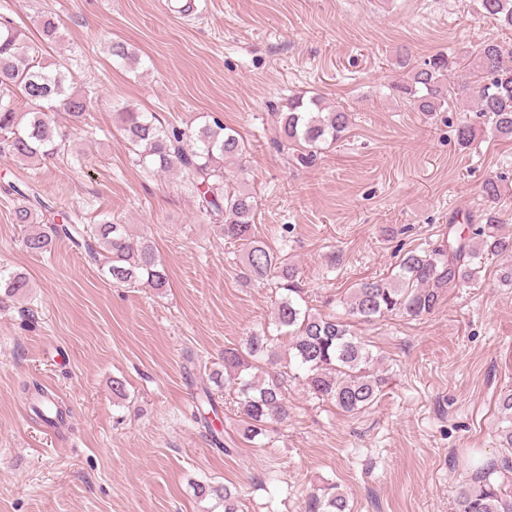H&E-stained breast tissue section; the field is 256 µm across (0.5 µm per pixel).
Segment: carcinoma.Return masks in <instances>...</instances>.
I'll list each match as a JSON object with an SVG mask.
<instances>
[{"label": "carcinoma", "mask_w": 512, "mask_h": 512, "mask_svg": "<svg viewBox=\"0 0 512 512\" xmlns=\"http://www.w3.org/2000/svg\"><path fill=\"white\" fill-rule=\"evenodd\" d=\"M482 7L500 26L512 28V0H482ZM60 37L58 24L48 15L39 21L34 40L10 16L0 14V153L29 163L53 159L65 153L69 138L56 112L62 110L77 120L91 108L92 97L74 89L68 66L47 61L46 47ZM457 65L439 53L420 67H410L406 78L391 88L411 109L427 113L442 111L458 90L474 101L475 111L488 118L499 137L511 139L512 48L495 41L481 43L466 57L471 81L455 89L448 84V72ZM18 98L28 111H15ZM275 117L285 138L305 150L304 161L314 158L319 144L341 139L350 124L344 108L327 106L318 96L307 100L290 96ZM118 120L138 165L156 172L183 171L199 212L216 221L221 236L245 242L247 277L270 280L280 290L270 322L273 330L254 332L240 347L225 349L224 370L209 374L215 389L202 388L196 419L218 445L220 430L212 417L219 416V405L213 395L226 387L234 390L237 425L246 439L288 419V387L295 379L318 402L346 413L368 409L380 398L385 378L379 374L381 358L355 335L353 323H371L389 313L429 314L444 292L474 277L484 258L512 253V236L500 232L497 217L488 211L484 225L473 235L459 233L428 250H411L394 276L360 283L341 300L343 317L317 313L299 287L295 270L251 237L254 197L232 191L224 182V161L238 158L245 150L235 130L217 120L195 128L163 126L155 123L153 115L130 106L118 112ZM501 182L500 177L485 180L482 196L491 203L497 201ZM11 191L17 195L14 222L26 228L23 243L28 252L42 255L54 240L62 239L114 285L166 286V271L150 240L132 238L128 225L108 220L91 227L76 224L33 188L13 185ZM0 279L8 295L27 293L28 281L22 274L1 270ZM280 339L288 342V359L281 369L258 375L264 366L279 361L274 342ZM499 407L509 422L499 432L504 451L477 466L460 486L456 512H512V389L499 395ZM196 490L200 498L224 502V512H239L238 496L229 486L203 483ZM304 512H350L348 495L328 484L308 497Z\"/></svg>", "instance_id": "obj_1"}]
</instances>
